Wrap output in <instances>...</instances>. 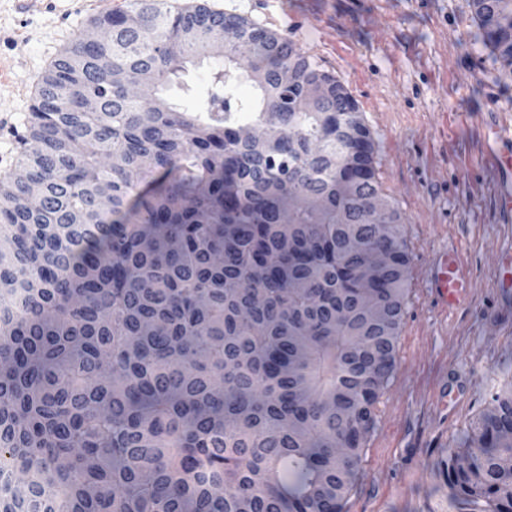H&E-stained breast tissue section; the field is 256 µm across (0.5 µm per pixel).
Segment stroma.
Masks as SVG:
<instances>
[{
    "mask_svg": "<svg viewBox=\"0 0 512 512\" xmlns=\"http://www.w3.org/2000/svg\"><path fill=\"white\" fill-rule=\"evenodd\" d=\"M82 2L24 11L0 0V178L17 170V136L50 64L90 20L128 0ZM206 2L274 30L336 76L372 132L382 191L402 215L410 263L396 367L343 512H450L436 467L512 375V306L493 286L512 224L496 221L481 150L489 125L512 126V76L484 45L471 0ZM220 65L189 68L190 90H173L175 105L194 110ZM445 250L459 252L473 284L448 312L430 291V264ZM452 376L464 397L451 412L440 391Z\"/></svg>",
    "mask_w": 512,
    "mask_h": 512,
    "instance_id": "35a3bbf8",
    "label": "stroma"
}]
</instances>
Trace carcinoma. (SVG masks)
I'll return each mask as SVG.
<instances>
[{
	"instance_id": "carcinoma-1",
	"label": "carcinoma",
	"mask_w": 512,
	"mask_h": 512,
	"mask_svg": "<svg viewBox=\"0 0 512 512\" xmlns=\"http://www.w3.org/2000/svg\"><path fill=\"white\" fill-rule=\"evenodd\" d=\"M473 4L512 57V18ZM213 53L201 114L178 110L163 92L188 91L180 76ZM115 70L152 72L153 106ZM36 102L17 166L42 207L0 180V512H341L394 371L409 261L344 86L241 14L130 0L76 37ZM466 440L442 463L449 507L512 512V380Z\"/></svg>"
}]
</instances>
